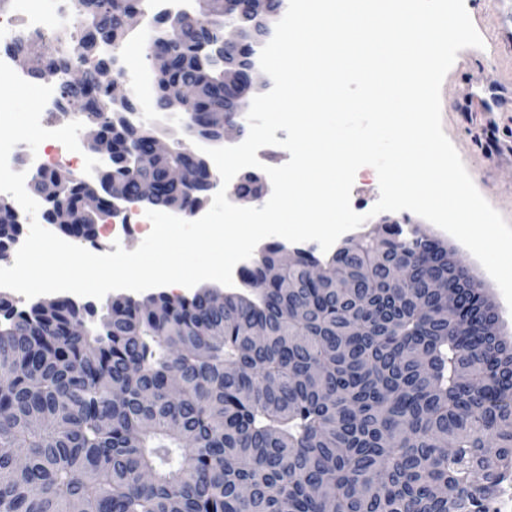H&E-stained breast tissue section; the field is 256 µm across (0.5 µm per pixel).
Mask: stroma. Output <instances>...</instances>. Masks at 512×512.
<instances>
[{"mask_svg":"<svg viewBox=\"0 0 512 512\" xmlns=\"http://www.w3.org/2000/svg\"><path fill=\"white\" fill-rule=\"evenodd\" d=\"M501 66L502 57L492 45L459 51L441 89L442 124L458 153L467 157V170L479 192L512 225V155L505 149L512 140V94H504L486 78ZM411 221L447 244L462 266L484 279L502 331L512 334V309L481 263L449 233L417 215Z\"/></svg>","mask_w":512,"mask_h":512,"instance_id":"stroma-1","label":"stroma"}]
</instances>
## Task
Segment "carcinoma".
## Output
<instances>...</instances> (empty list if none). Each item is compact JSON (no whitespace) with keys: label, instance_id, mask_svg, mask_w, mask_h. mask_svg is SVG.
I'll return each instance as SVG.
<instances>
[{"label":"carcinoma","instance_id":"1","mask_svg":"<svg viewBox=\"0 0 512 512\" xmlns=\"http://www.w3.org/2000/svg\"><path fill=\"white\" fill-rule=\"evenodd\" d=\"M80 26L44 38L35 78H54L59 109L83 113L112 143L86 182L54 169L46 223L95 240L112 185L192 213L214 188L207 162L174 147L149 156L153 128L133 125L101 85L109 49L142 0H77ZM224 14L155 33L169 54L154 108L172 82L198 86L186 130L224 137ZM78 67L83 77L68 83ZM185 169L179 182L167 166ZM99 212L83 206L90 193ZM0 199V259L21 233ZM266 245L242 290L215 304L190 295L67 297L19 310L0 295V512H490L512 481V342L495 306L448 247L383 224L326 258ZM446 282L457 298L434 288Z\"/></svg>","mask_w":512,"mask_h":512}]
</instances>
